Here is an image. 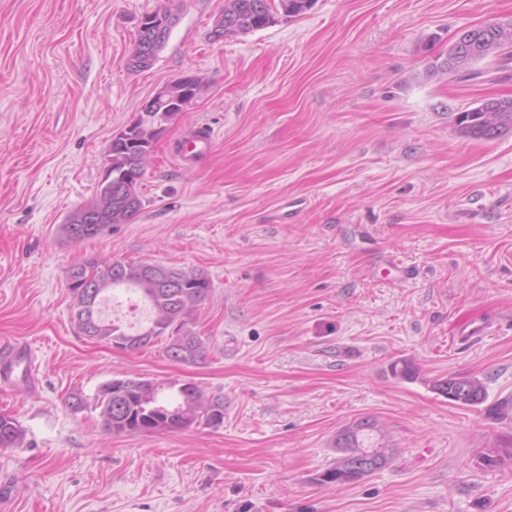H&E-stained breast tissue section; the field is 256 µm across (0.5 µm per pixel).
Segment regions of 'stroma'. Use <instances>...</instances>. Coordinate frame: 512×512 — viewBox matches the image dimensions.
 Wrapping results in <instances>:
<instances>
[{
    "label": "stroma",
    "instance_id": "35a3bbf8",
    "mask_svg": "<svg viewBox=\"0 0 512 512\" xmlns=\"http://www.w3.org/2000/svg\"><path fill=\"white\" fill-rule=\"evenodd\" d=\"M164 8L178 15L166 46L128 70L140 18ZM223 11L0 0V346L18 349L0 414L22 430L0 448V512H512V133L455 125L511 97L512 68L431 70L459 32L512 22V0H316L215 40ZM185 74L201 90L156 142L139 213L64 237L113 135ZM111 256L208 276L203 361L78 335L69 272ZM465 322L487 331L456 340ZM401 358L416 379L391 374ZM132 374L223 394V423L107 433L99 389ZM451 374L478 377L484 401L438 394ZM364 417L394 461L322 483L337 430Z\"/></svg>",
    "mask_w": 512,
    "mask_h": 512
}]
</instances>
